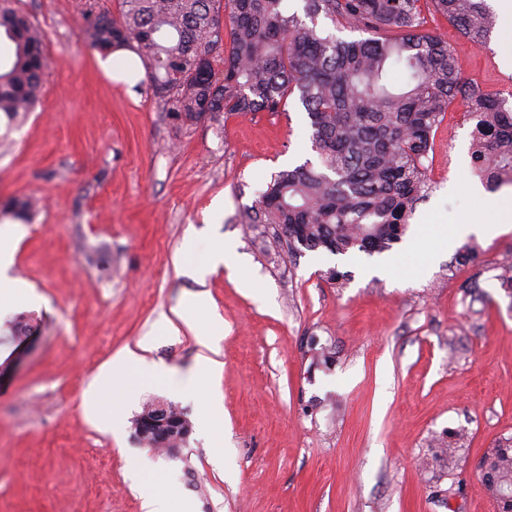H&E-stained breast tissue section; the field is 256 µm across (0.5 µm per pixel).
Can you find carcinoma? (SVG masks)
<instances>
[{"label":"carcinoma","instance_id":"cac0c4a2","mask_svg":"<svg viewBox=\"0 0 512 512\" xmlns=\"http://www.w3.org/2000/svg\"><path fill=\"white\" fill-rule=\"evenodd\" d=\"M117 0L82 13L78 35L103 55L128 50L154 95L181 124L222 115L281 112L298 100L317 160L271 177L249 224H274L288 253L381 254L405 234L426 188L425 160L460 99L474 122L473 171L490 191L512 183V94L493 96L464 80L448 41L424 32L426 5L477 47L489 45L495 14L486 0ZM369 34L336 36V27ZM0 112L32 111L50 68L40 28L13 0H0ZM224 56L223 68L213 62ZM32 198L0 205V221L28 223ZM498 512H512V437L481 458Z\"/></svg>","mask_w":512,"mask_h":512}]
</instances>
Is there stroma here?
<instances>
[{
	"label": "stroma",
	"instance_id": "obj_1",
	"mask_svg": "<svg viewBox=\"0 0 512 512\" xmlns=\"http://www.w3.org/2000/svg\"><path fill=\"white\" fill-rule=\"evenodd\" d=\"M90 3L117 5L19 0L52 67L33 112L13 124L0 114V203L41 200L31 223L0 222L16 234L9 275L29 289L0 336L13 321L39 329L0 377V512H142L137 458L154 464L146 485L169 512L187 500L195 512H498L477 464L512 437V295L499 280L512 231L427 235L477 212L485 192L463 105L437 130L399 243L292 257L275 225L242 215L274 173L312 157L301 105L173 124L144 71L112 81L80 41ZM425 29L447 39L465 80L512 91V26L498 22L483 49L443 16ZM468 244L479 259L459 264ZM221 245L223 267L201 282L186 273ZM331 267L349 273L343 286L325 280ZM474 285L484 302H471ZM197 294L224 321L214 352L179 317ZM144 340L148 361L184 371L208 356L222 371L181 388L116 381L90 418L82 402L99 369ZM209 390L222 415L204 430ZM152 401L190 420L181 457L136 439L132 421ZM456 430L450 455L437 441Z\"/></svg>",
	"mask_w": 512,
	"mask_h": 512
}]
</instances>
